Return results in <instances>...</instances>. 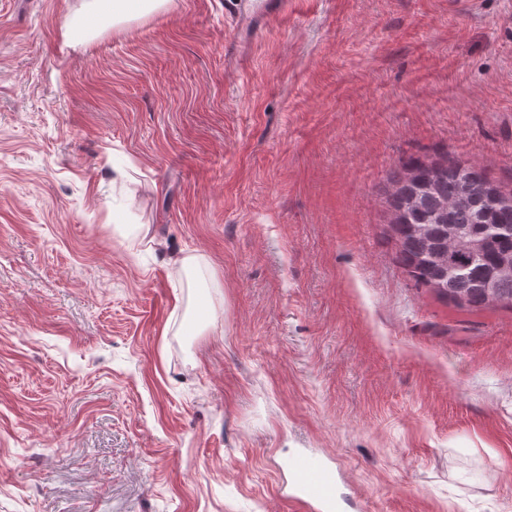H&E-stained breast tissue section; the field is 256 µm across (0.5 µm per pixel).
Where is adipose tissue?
I'll return each mask as SVG.
<instances>
[{"instance_id":"ef3b65f1","label":"adipose tissue","mask_w":512,"mask_h":512,"mask_svg":"<svg viewBox=\"0 0 512 512\" xmlns=\"http://www.w3.org/2000/svg\"><path fill=\"white\" fill-rule=\"evenodd\" d=\"M167 0H87V13L67 21L63 36L66 41L79 42L92 37L98 21L123 23L160 10Z\"/></svg>"}]
</instances>
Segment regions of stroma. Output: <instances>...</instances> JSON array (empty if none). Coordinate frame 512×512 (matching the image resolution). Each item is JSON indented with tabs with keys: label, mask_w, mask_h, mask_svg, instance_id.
Wrapping results in <instances>:
<instances>
[{
	"label": "stroma",
	"mask_w": 512,
	"mask_h": 512,
	"mask_svg": "<svg viewBox=\"0 0 512 512\" xmlns=\"http://www.w3.org/2000/svg\"><path fill=\"white\" fill-rule=\"evenodd\" d=\"M0 0V512H512V310L409 279L411 157L512 190V0ZM192 256L196 270L173 264ZM84 18L67 21L63 37L67 42L86 41L93 36L100 20H112V25L134 20L160 10L168 0H87ZM292 493L288 498L302 511L338 512L335 472L315 453L299 452L285 461Z\"/></svg>",
	"instance_id": "stroma-1"
}]
</instances>
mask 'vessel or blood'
Returning a JSON list of instances; mask_svg holds the SVG:
<instances>
[{"mask_svg": "<svg viewBox=\"0 0 512 512\" xmlns=\"http://www.w3.org/2000/svg\"><path fill=\"white\" fill-rule=\"evenodd\" d=\"M292 502L302 512H337L335 470L319 456L299 452L288 457Z\"/></svg>", "mask_w": 512, "mask_h": 512, "instance_id": "1", "label": "vessel or blood"}]
</instances>
